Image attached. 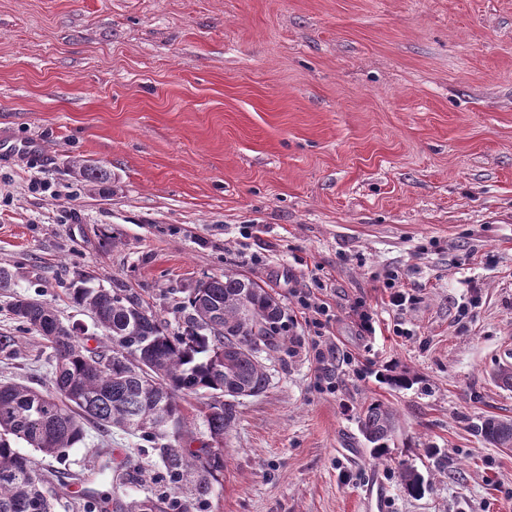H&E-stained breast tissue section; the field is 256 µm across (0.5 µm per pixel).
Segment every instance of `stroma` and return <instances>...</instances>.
I'll return each mask as SVG.
<instances>
[{
	"instance_id": "obj_1",
	"label": "stroma",
	"mask_w": 512,
	"mask_h": 512,
	"mask_svg": "<svg viewBox=\"0 0 512 512\" xmlns=\"http://www.w3.org/2000/svg\"><path fill=\"white\" fill-rule=\"evenodd\" d=\"M0 267L88 330L58 281L164 315L227 271L279 299L203 512H512V449L473 431L512 418V0H0ZM304 296L329 307L324 380ZM49 354L28 338L0 381L45 383ZM371 401L400 421L381 458ZM133 445L92 429L54 466ZM358 427L360 434L370 445L373 456L380 458L399 430V418L389 406L373 401L361 409Z\"/></svg>"
}]
</instances>
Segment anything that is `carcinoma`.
Instances as JSON below:
<instances>
[{"label":"carcinoma","mask_w":512,"mask_h":512,"mask_svg":"<svg viewBox=\"0 0 512 512\" xmlns=\"http://www.w3.org/2000/svg\"><path fill=\"white\" fill-rule=\"evenodd\" d=\"M74 174L91 187L110 178L91 165L76 167ZM62 287L75 307L91 312L94 332L64 323L45 299L16 293L10 304L17 332L36 333L50 349V376L40 388L0 383V512H56L59 506L107 512L108 498L91 489L81 501H71V482L84 481L83 475L66 476L17 448L24 443L42 459H56L84 442L88 424L136 438L161 463L153 483L163 486L115 509L193 512L224 471V438L238 419L240 394L256 397L268 388L261 353L280 348L283 306L258 281L227 271L187 290L173 308L172 331L166 318L125 287L93 288L84 279ZM91 340L96 347L88 346ZM0 354L18 356L19 338L0 336ZM193 395L207 398L202 425L210 443L200 448L192 447L193 426L183 405ZM164 417L173 424L167 434L157 428ZM358 427L379 458L398 432L399 418L373 401L361 409ZM475 429L484 441L512 448L511 418L487 416ZM400 477L407 494L424 495V479L415 469L403 468ZM112 480L143 486L145 470L128 455Z\"/></svg>","instance_id":"carcinoma-1"}]
</instances>
